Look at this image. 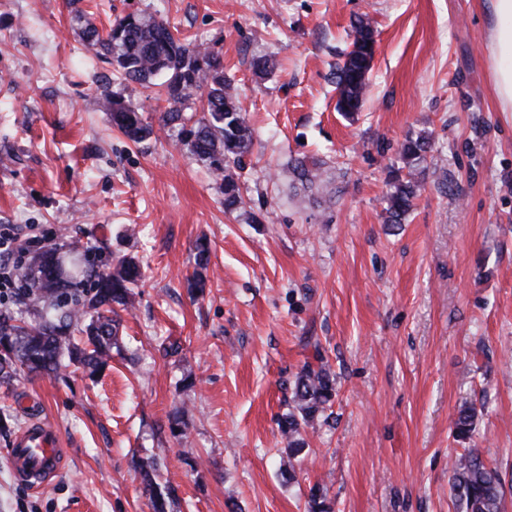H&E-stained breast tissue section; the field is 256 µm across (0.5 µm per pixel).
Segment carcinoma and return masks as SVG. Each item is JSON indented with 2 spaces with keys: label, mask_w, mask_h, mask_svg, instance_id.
Wrapping results in <instances>:
<instances>
[{
  "label": "carcinoma",
  "mask_w": 512,
  "mask_h": 512,
  "mask_svg": "<svg viewBox=\"0 0 512 512\" xmlns=\"http://www.w3.org/2000/svg\"><path fill=\"white\" fill-rule=\"evenodd\" d=\"M83 41L95 48L105 62L117 67L125 78L144 87L164 86L169 108L163 113V125L179 126V133L192 155L224 177V209H236L241 202L240 187L230 174L239 168L253 144L252 131L236 103L230 81L224 78V58L215 51L174 34L169 25L153 16L132 13L107 30L93 24L82 27ZM369 21L356 25L353 48L336 69L337 108L351 114L363 105L370 63L375 52ZM204 100L203 115L184 111L196 96ZM103 105L112 115L113 124L131 141L142 142L153 134L141 112L130 102L105 96ZM428 138L407 140L401 148L404 167L413 170L425 162ZM324 162L307 165L299 161L291 166L293 180L308 188L319 176ZM391 191L386 209L387 222L399 224L413 205L419 191L414 178L404 179L401 170L392 171ZM85 249L79 243L66 251L45 247L21 269L26 285L22 295L36 323L16 324L8 311L0 310V379L12 377L16 368L34 374L58 373L71 365L89 373L102 370L118 345L119 320L112 317L114 306L128 308L141 269L133 257L112 262L106 272L87 269ZM210 260L206 244L197 246L195 270L188 287L204 292L205 272ZM318 365L305 363L296 376L288 412L282 414L279 428L287 440L285 453L293 459L304 448L302 430L317 419H328L326 411L336 396L335 379L321 355ZM478 418L476 406L463 402L453 421V437L458 442L470 440ZM157 463L143 470L145 488L150 492L154 512H168L171 493H162L154 482ZM451 491L464 512H502V480L489 467L476 448H466L452 463ZM307 512H330L323 490L309 489Z\"/></svg>",
  "instance_id": "obj_1"
}]
</instances>
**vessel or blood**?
<instances>
[{
    "label": "vessel or blood",
    "instance_id": "vessel-or-blood-1",
    "mask_svg": "<svg viewBox=\"0 0 512 512\" xmlns=\"http://www.w3.org/2000/svg\"><path fill=\"white\" fill-rule=\"evenodd\" d=\"M10 453L32 482L52 476L60 466L61 450L53 432L38 424L15 437Z\"/></svg>",
    "mask_w": 512,
    "mask_h": 512
}]
</instances>
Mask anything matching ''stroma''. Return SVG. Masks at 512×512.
<instances>
[{
	"mask_svg": "<svg viewBox=\"0 0 512 512\" xmlns=\"http://www.w3.org/2000/svg\"><path fill=\"white\" fill-rule=\"evenodd\" d=\"M98 28L129 13L219 51L253 133L224 182L163 126L161 88L123 79L78 34L68 0H0V225L34 249L83 244L100 269L137 258L122 347L89 374L0 383V512H153L135 464L158 458L173 512H462L450 487L463 399L469 444L499 471L512 512V113L498 111L488 0H82ZM375 31L359 112L336 109L335 72L358 20ZM271 71L254 72L258 58ZM153 125L135 143L104 95ZM427 136L421 190L386 223L388 174ZM323 161L321 184L288 164ZM207 241L204 294L187 279ZM336 376L328 421L280 466L279 419L306 362ZM185 438L169 429L173 413ZM55 430L62 464L19 480L9 448ZM478 415L474 404L465 401L460 405L452 429L453 437L457 442L465 443L470 440L476 427Z\"/></svg>",
	"mask_w": 512,
	"mask_h": 512,
	"instance_id": "1",
	"label": "stroma"
}]
</instances>
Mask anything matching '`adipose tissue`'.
<instances>
[{
    "label": "adipose tissue",
    "mask_w": 512,
    "mask_h": 512,
    "mask_svg": "<svg viewBox=\"0 0 512 512\" xmlns=\"http://www.w3.org/2000/svg\"><path fill=\"white\" fill-rule=\"evenodd\" d=\"M489 7L490 78L500 111L512 112V0H489Z\"/></svg>",
    "instance_id": "1"
}]
</instances>
